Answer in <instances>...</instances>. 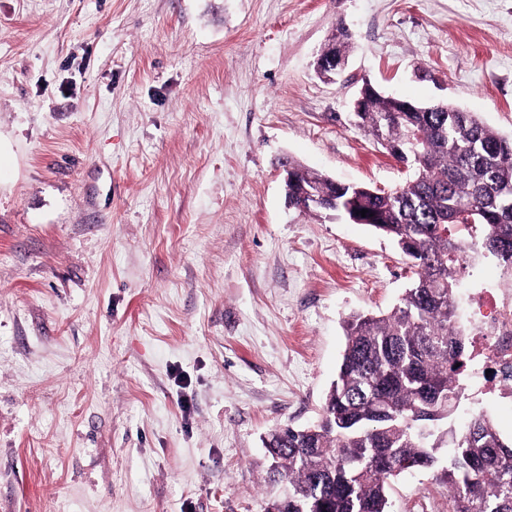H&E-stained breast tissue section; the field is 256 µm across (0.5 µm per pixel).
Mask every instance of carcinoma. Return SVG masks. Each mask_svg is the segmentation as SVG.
<instances>
[{
  "instance_id": "1",
  "label": "carcinoma",
  "mask_w": 512,
  "mask_h": 512,
  "mask_svg": "<svg viewBox=\"0 0 512 512\" xmlns=\"http://www.w3.org/2000/svg\"><path fill=\"white\" fill-rule=\"evenodd\" d=\"M329 45L339 72L351 49L348 29L337 26ZM352 123L381 133L378 145L413 178L386 192L290 160L295 180L322 204L301 200L291 182L288 203L326 216H343L350 202L367 210L363 221L396 243L414 279L389 313L344 320L345 349L320 420L263 440L268 482L288 485V496L269 498L263 512H389L392 478L435 468L438 422L460 402L471 358L456 288L480 248L512 269V137L451 104L400 112L379 94L365 97ZM441 476L451 512H512V442L486 413L452 435Z\"/></svg>"
}]
</instances>
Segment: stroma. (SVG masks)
Returning a JSON list of instances; mask_svg holds the SVG:
<instances>
[{"label": "stroma", "mask_w": 512, "mask_h": 512, "mask_svg": "<svg viewBox=\"0 0 512 512\" xmlns=\"http://www.w3.org/2000/svg\"><path fill=\"white\" fill-rule=\"evenodd\" d=\"M353 52L315 61L337 24ZM512 136V0H0V512H263L262 439L318 420L351 313L414 274L290 209L281 163L392 190L363 84ZM512 290L476 261L458 303ZM512 437V400L471 391ZM448 512L428 470L390 512Z\"/></svg>", "instance_id": "1"}]
</instances>
